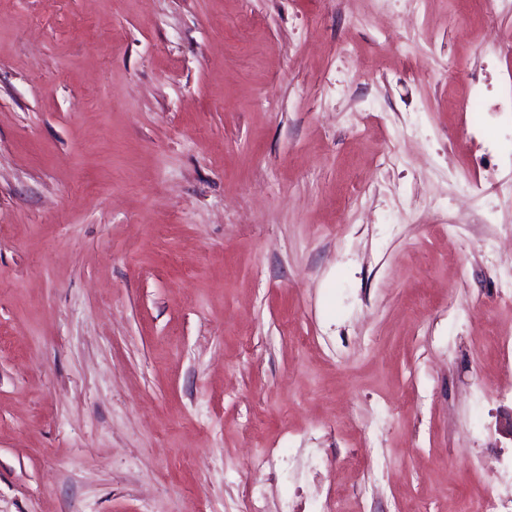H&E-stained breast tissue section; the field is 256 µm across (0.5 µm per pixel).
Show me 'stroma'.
<instances>
[{
    "label": "stroma",
    "mask_w": 512,
    "mask_h": 512,
    "mask_svg": "<svg viewBox=\"0 0 512 512\" xmlns=\"http://www.w3.org/2000/svg\"><path fill=\"white\" fill-rule=\"evenodd\" d=\"M511 79L512 0H0V512L511 496Z\"/></svg>",
    "instance_id": "stroma-1"
}]
</instances>
